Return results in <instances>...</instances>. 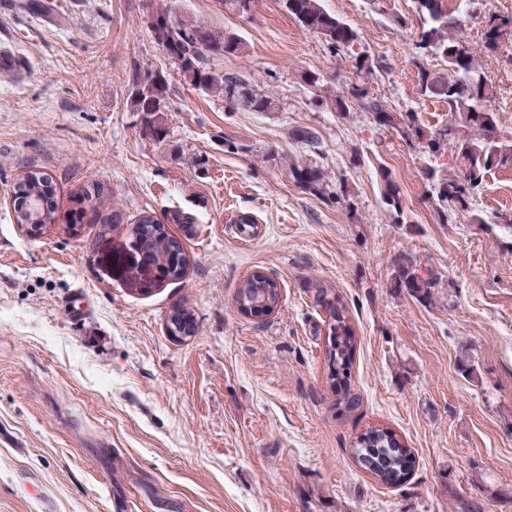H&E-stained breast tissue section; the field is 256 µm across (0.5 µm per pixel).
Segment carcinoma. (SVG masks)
<instances>
[{
	"mask_svg": "<svg viewBox=\"0 0 512 512\" xmlns=\"http://www.w3.org/2000/svg\"><path fill=\"white\" fill-rule=\"evenodd\" d=\"M421 21L417 49L425 55H435L443 61L440 71H420L422 95L434 97L448 105L446 135L439 133L419 137L422 147L430 155L440 152L444 141L452 138L464 162L463 176L443 178L439 182L437 199L452 202L465 210L481 192L486 174L493 167L512 168V142L500 141L494 113L477 108V104L493 95L492 87L479 71L475 54L457 36L452 34L457 19L448 0H413ZM283 6L306 29L324 36L333 53L353 47L359 41L357 30L327 12L321 0H283ZM512 25V17L490 15L485 21L484 48L493 51L504 28ZM149 27L154 41L161 46L177 65L190 85L206 94L224 98L232 111L270 112L274 100L244 79L224 75L206 67V57L237 54L244 48L241 38L226 31L213 30L194 20L177 16L169 8H161L152 15ZM367 110L380 126L400 128L387 104L378 99L366 102ZM131 111L142 115L143 129L155 139L168 133V82L156 71L146 69L137 78L130 93ZM294 179L306 190L321 191L322 172L315 166L305 165L293 170ZM381 194L396 218L403 215L400 189L393 178L381 174ZM55 186L52 177L42 171H29L14 187V219L26 224L38 218L43 224L56 222ZM160 220L147 213L129 227V236L139 244L149 265L161 271L173 282L182 280L189 262L181 241L159 228ZM394 287L403 288L413 297L423 300L431 296L433 280L419 274L412 259L401 256L393 263ZM318 300L325 303L332 322L329 326V345L325 346L326 363L330 379L343 381L338 404L352 410L359 398L352 393L347 382L351 371L356 341L346 316V307L340 299L329 298L328 292L318 289ZM263 302L274 306L280 303L278 282L270 277L254 274L239 286L236 303ZM180 315L169 316L170 332L175 336H191L196 322L190 311L180 307ZM355 461L376 481L392 486L401 483L409 474L411 450L386 429L370 428L358 436L350 449Z\"/></svg>",
	"mask_w": 512,
	"mask_h": 512,
	"instance_id": "obj_1",
	"label": "carcinoma"
}]
</instances>
